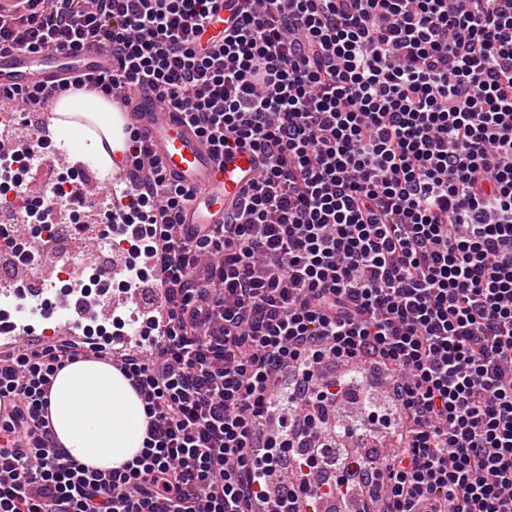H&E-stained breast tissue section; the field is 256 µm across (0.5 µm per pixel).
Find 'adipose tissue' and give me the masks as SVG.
I'll return each instance as SVG.
<instances>
[{
    "label": "adipose tissue",
    "mask_w": 512,
    "mask_h": 512,
    "mask_svg": "<svg viewBox=\"0 0 512 512\" xmlns=\"http://www.w3.org/2000/svg\"><path fill=\"white\" fill-rule=\"evenodd\" d=\"M49 418L68 453L91 467H120L142 448L143 406L123 375L102 362L78 361L58 373Z\"/></svg>",
    "instance_id": "obj_1"
}]
</instances>
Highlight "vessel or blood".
<instances>
[{"mask_svg":"<svg viewBox=\"0 0 512 512\" xmlns=\"http://www.w3.org/2000/svg\"><path fill=\"white\" fill-rule=\"evenodd\" d=\"M112 59L105 51H16L0 55V95L68 75H97L111 70ZM112 124L101 126L90 112H57L58 128L91 134L95 145L112 151V177L104 181L114 203L124 201L131 189L132 136L141 134L149 158L194 192L193 200L179 214L183 224H220L228 209L237 204L260 169L257 157L247 150L225 161L214 158L209 146L176 113L160 106L154 94L140 88L114 95ZM40 289H32L16 304L8 317L15 338L24 344L36 342L35 324Z\"/></svg>","mask_w":512,"mask_h":512,"instance_id":"b4317fda","label":"vessel or blood"}]
</instances>
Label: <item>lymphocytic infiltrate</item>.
<instances>
[{"label":"lymphocytic infiltrate","instance_id":"obj_1","mask_svg":"<svg viewBox=\"0 0 512 512\" xmlns=\"http://www.w3.org/2000/svg\"><path fill=\"white\" fill-rule=\"evenodd\" d=\"M21 0L0 52L96 47L111 72L8 93L27 112L146 87L216 157L260 160L220 224L152 165L104 233L154 260L163 315L111 353L0 351V512H512V0ZM41 199L50 228L86 199ZM141 394L142 449L110 470L49 419L60 370L109 362ZM385 409L332 415L365 369ZM392 452L333 468L336 440Z\"/></svg>","mask_w":512,"mask_h":512}]
</instances>
